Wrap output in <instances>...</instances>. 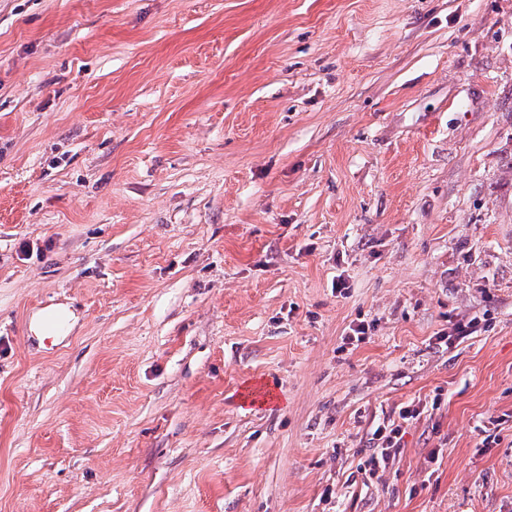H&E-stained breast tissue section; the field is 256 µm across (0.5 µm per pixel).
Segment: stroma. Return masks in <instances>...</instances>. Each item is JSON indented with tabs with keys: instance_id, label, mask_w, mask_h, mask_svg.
Wrapping results in <instances>:
<instances>
[{
	"instance_id": "35a3bbf8",
	"label": "stroma",
	"mask_w": 512,
	"mask_h": 512,
	"mask_svg": "<svg viewBox=\"0 0 512 512\" xmlns=\"http://www.w3.org/2000/svg\"><path fill=\"white\" fill-rule=\"evenodd\" d=\"M0 512H512V0H0ZM487 319H481L478 316H470L461 318L449 322L448 332H443L438 336H435V344L439 347L445 346L446 349L452 347L456 341L466 336H472L481 330L484 326L482 321ZM427 407V402L423 404L421 400L403 404L391 418L383 420L372 430L369 438L370 454L366 460L368 469H363L365 475L368 472L372 478L395 465L402 450L401 440L405 427L428 412Z\"/></svg>"
}]
</instances>
